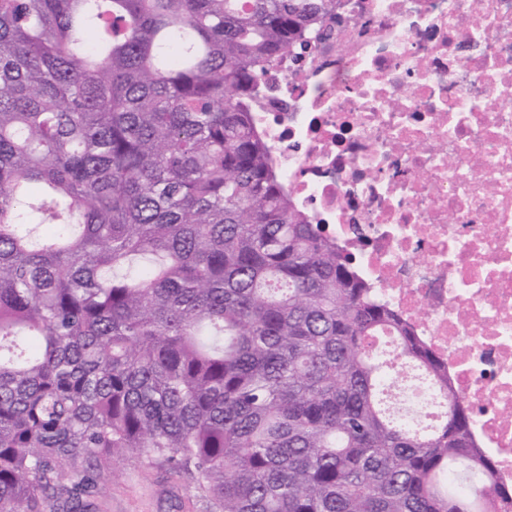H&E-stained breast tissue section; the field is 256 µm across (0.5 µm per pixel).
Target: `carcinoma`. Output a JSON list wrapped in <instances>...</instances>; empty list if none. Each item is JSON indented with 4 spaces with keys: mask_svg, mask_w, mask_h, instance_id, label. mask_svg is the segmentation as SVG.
<instances>
[{
    "mask_svg": "<svg viewBox=\"0 0 512 512\" xmlns=\"http://www.w3.org/2000/svg\"><path fill=\"white\" fill-rule=\"evenodd\" d=\"M336 0H0V512H93L108 463L212 512H512L448 375L292 208L247 100ZM390 335L388 362L367 340ZM404 376L389 383L388 399L406 423L420 429L441 413L445 405L444 391L437 383H430L410 370Z\"/></svg>",
    "mask_w": 512,
    "mask_h": 512,
    "instance_id": "cac0c4a2",
    "label": "carcinoma"
}]
</instances>
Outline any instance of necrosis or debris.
Segmentation results:
<instances>
[{
  "label": "necrosis or debris",
  "instance_id": "necrosis-or-debris-1",
  "mask_svg": "<svg viewBox=\"0 0 512 512\" xmlns=\"http://www.w3.org/2000/svg\"><path fill=\"white\" fill-rule=\"evenodd\" d=\"M293 208L423 339L512 485V0H337L248 102ZM388 399L445 405L414 373Z\"/></svg>",
  "mask_w": 512,
  "mask_h": 512
}]
</instances>
